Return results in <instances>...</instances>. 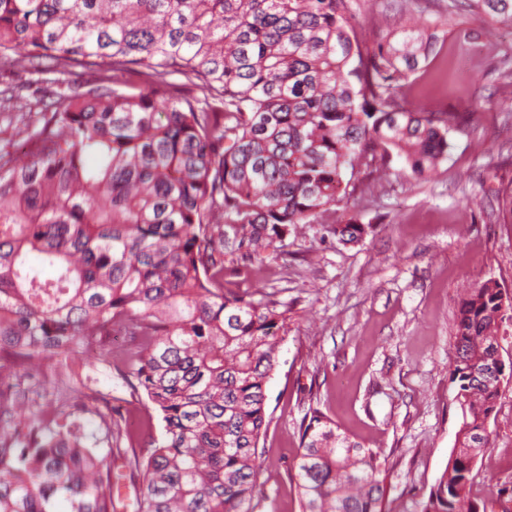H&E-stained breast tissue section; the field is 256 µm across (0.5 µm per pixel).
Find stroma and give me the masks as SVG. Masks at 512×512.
Instances as JSON below:
<instances>
[{
	"label": "stroma",
	"instance_id": "35a3bbf8",
	"mask_svg": "<svg viewBox=\"0 0 512 512\" xmlns=\"http://www.w3.org/2000/svg\"><path fill=\"white\" fill-rule=\"evenodd\" d=\"M452 0H420L418 24L439 37L438 53L404 86L408 107L466 115L448 134V159L428 180L401 177V162L363 197L341 203L329 224H310L262 259L224 258V288L271 299L286 310L288 333L267 385L269 426L256 512H300L292 482L299 425L320 409L340 432L379 452L387 512H421L445 469L461 423L451 379L455 326L465 289L493 279L512 295V24L487 34ZM94 73L35 72L0 65V151L21 155L37 112L51 110ZM364 224L357 243L328 233L349 219ZM128 347L111 357L67 355L72 372L47 367L21 388L53 411L56 400L99 394L86 433L105 447L100 414L127 428L121 449L144 452L163 425L121 370ZM490 450L474 467L472 498L487 512H512V381L502 382L489 423Z\"/></svg>",
	"mask_w": 512,
	"mask_h": 512
}]
</instances>
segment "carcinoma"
<instances>
[{"instance_id": "1", "label": "carcinoma", "mask_w": 512, "mask_h": 512, "mask_svg": "<svg viewBox=\"0 0 512 512\" xmlns=\"http://www.w3.org/2000/svg\"><path fill=\"white\" fill-rule=\"evenodd\" d=\"M417 2L399 0L403 21L367 45L351 0H0V60L101 73L0 164V512H117L113 451L87 446L79 423L88 405L47 420L12 391L61 353L112 357L116 331L134 344L133 391L164 423L128 460L142 470L137 512H255L266 384L288 322L273 301L224 292V255L258 258L323 223L356 191L347 170L381 180L399 158L419 178L448 160L463 116L400 98L436 55ZM466 7L512 23V0ZM110 70L150 91L109 86ZM171 75L203 97L167 96ZM327 231L347 243L365 228ZM510 316L495 280L462 300V423L421 512H479L472 472L512 378L497 336ZM98 416L107 445L120 443ZM382 473L378 452L319 409L303 419L301 512H385Z\"/></svg>"}]
</instances>
